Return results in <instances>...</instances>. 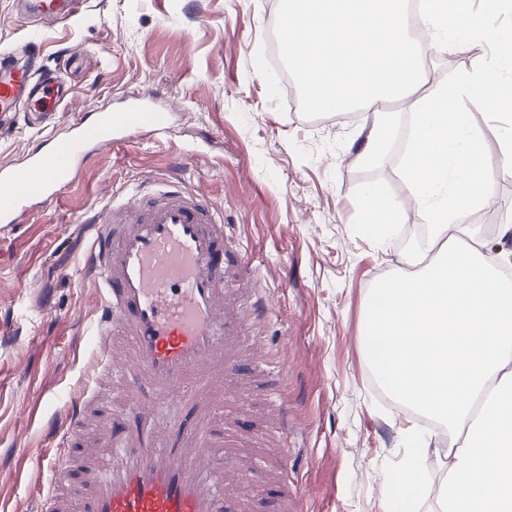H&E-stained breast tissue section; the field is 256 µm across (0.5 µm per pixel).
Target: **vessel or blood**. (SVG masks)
<instances>
[{
	"mask_svg": "<svg viewBox=\"0 0 512 512\" xmlns=\"http://www.w3.org/2000/svg\"><path fill=\"white\" fill-rule=\"evenodd\" d=\"M83 2L18 0L40 21L72 20ZM69 91L62 76L35 75L0 53L1 130L27 108L55 125ZM172 128L168 109L136 98L83 114L21 165L0 166V224L58 200L97 151ZM244 262L225 244L222 216L179 182L96 218L82 258L99 291L94 383L69 394L52 425L63 455L50 465L44 512H249L228 401L243 392L240 374L266 364L252 320L267 307L258 299L242 312L243 289L226 287V267Z\"/></svg>",
	"mask_w": 512,
	"mask_h": 512,
	"instance_id": "1",
	"label": "vessel or blood"
}]
</instances>
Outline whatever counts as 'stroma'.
Masks as SVG:
<instances>
[{
    "label": "stroma",
    "mask_w": 512,
    "mask_h": 512,
    "mask_svg": "<svg viewBox=\"0 0 512 512\" xmlns=\"http://www.w3.org/2000/svg\"><path fill=\"white\" fill-rule=\"evenodd\" d=\"M279 0H85L68 22H28L0 0V51L35 42L38 61L69 60L72 96L58 129L80 114L120 108V92L157 97L173 112L171 135L140 133L105 150L75 184L20 224L0 227V512H39L54 455L46 429L61 396L84 386L96 338L99 294L83 276L89 225L78 223L146 184L177 177L224 218L232 246L250 267L234 285L258 284L268 313L256 330L280 357L267 380L239 402L245 437L263 434L250 479L278 469L298 497L294 512H392L408 446L407 427L431 420L402 409L375 380L362 321L370 289L399 265L405 240L429 218L416 206L386 243L366 236L358 202L382 184L404 198L402 146L372 164L356 160L366 134L361 112L304 118L295 86L284 85L271 34ZM488 54L476 43L456 53L430 48L425 89L454 83ZM493 172L494 201L469 212L486 252L512 251V176L497 174L499 146L512 134V99L467 101ZM46 135L19 124L0 133V164L23 160ZM288 390V452L267 415Z\"/></svg>",
    "instance_id": "stroma-1"
}]
</instances>
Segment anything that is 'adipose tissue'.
Instances as JSON below:
<instances>
[{"mask_svg":"<svg viewBox=\"0 0 512 512\" xmlns=\"http://www.w3.org/2000/svg\"><path fill=\"white\" fill-rule=\"evenodd\" d=\"M494 45L490 62L418 100L403 173L433 224L425 246L371 289L363 324L375 379L448 437L439 512H512V280L464 221L494 187L482 163L484 136L463 103L478 96L493 106L512 96L491 76L512 60V32L498 33ZM360 213L364 230L384 242L405 206L373 184Z\"/></svg>","mask_w":512,"mask_h":512,"instance_id":"obj_1","label":"adipose tissue"}]
</instances>
